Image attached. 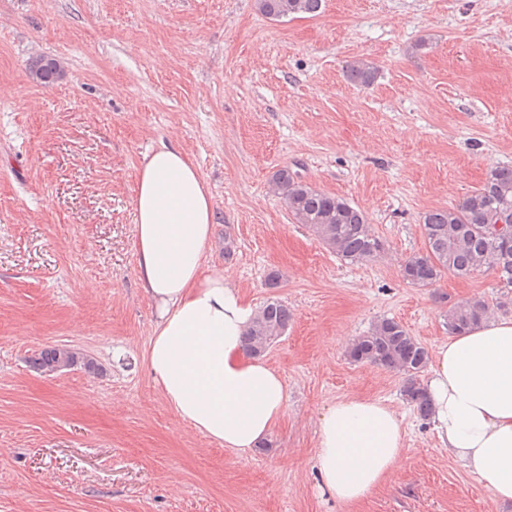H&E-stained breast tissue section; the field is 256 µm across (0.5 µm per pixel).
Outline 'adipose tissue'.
<instances>
[{
	"mask_svg": "<svg viewBox=\"0 0 512 512\" xmlns=\"http://www.w3.org/2000/svg\"><path fill=\"white\" fill-rule=\"evenodd\" d=\"M135 248L157 321L149 372L175 417L224 448L260 446L285 412L288 390L243 337L255 316L224 270L205 266L214 209L192 159L161 145L146 156L134 196ZM431 427L441 447L503 502H512V319L491 318L430 353ZM314 468L323 492L359 501L395 469L398 414L345 398L319 422Z\"/></svg>",
	"mask_w": 512,
	"mask_h": 512,
	"instance_id": "adipose-tissue-1",
	"label": "adipose tissue"
}]
</instances>
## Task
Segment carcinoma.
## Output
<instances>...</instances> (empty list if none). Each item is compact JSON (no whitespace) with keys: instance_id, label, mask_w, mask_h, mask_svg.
Here are the masks:
<instances>
[{"instance_id":"1","label":"carcinoma","mask_w":512,"mask_h":512,"mask_svg":"<svg viewBox=\"0 0 512 512\" xmlns=\"http://www.w3.org/2000/svg\"><path fill=\"white\" fill-rule=\"evenodd\" d=\"M256 4L265 17L280 20L315 15L322 0H256ZM29 73L32 79L49 85L63 76V68L56 59L41 56L32 61ZM376 76L375 68L365 60L347 66V77L356 85L368 86ZM271 188L295 223L305 226L342 260L363 263L381 254L383 244L366 215L346 199L303 181L288 166L274 173ZM421 230L427 251L403 263L402 274L408 282L429 288L447 273L468 278L490 272L502 287L512 288V166L491 168L483 185L458 205L426 212ZM488 315L489 307L480 302L453 306L446 313L448 334H463ZM291 318L288 305L278 299L268 300L246 331L248 353L260 354L285 332ZM347 356L354 363H369L404 376L405 400L422 418H428L429 403L419 376L429 363V352L399 322L379 320L366 335L353 340ZM61 365L94 367L92 360L57 345L31 358V366L41 373Z\"/></svg>"}]
</instances>
